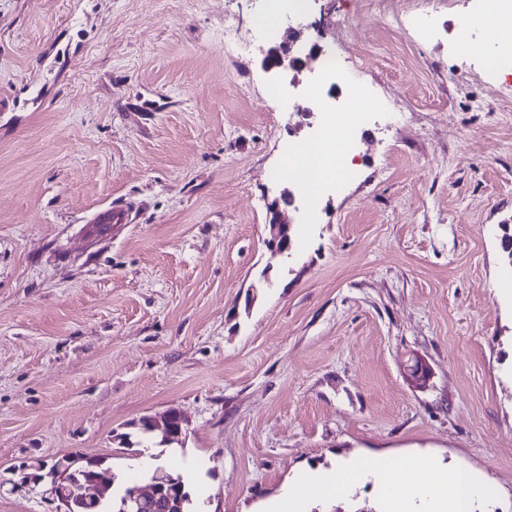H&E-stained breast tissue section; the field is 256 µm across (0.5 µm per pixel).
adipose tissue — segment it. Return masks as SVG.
<instances>
[{
	"label": "adipose tissue",
	"mask_w": 512,
	"mask_h": 512,
	"mask_svg": "<svg viewBox=\"0 0 512 512\" xmlns=\"http://www.w3.org/2000/svg\"><path fill=\"white\" fill-rule=\"evenodd\" d=\"M479 24L484 33L481 50L485 55L512 56V12L490 11ZM420 466L428 469L427 480L414 479L413 471ZM360 471L373 472L393 512H474L485 495L483 484L469 471L441 466L424 456L384 466L364 459L354 471L340 466L327 472L295 475L280 497L269 504L268 512H287L289 501L305 490L328 496L349 494Z\"/></svg>",
	"instance_id": "ef3b65f1"
}]
</instances>
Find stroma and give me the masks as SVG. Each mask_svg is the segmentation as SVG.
I'll list each match as a JSON object with an SVG mask.
<instances>
[{
    "label": "stroma",
    "instance_id": "1",
    "mask_svg": "<svg viewBox=\"0 0 512 512\" xmlns=\"http://www.w3.org/2000/svg\"><path fill=\"white\" fill-rule=\"evenodd\" d=\"M410 2L307 0L303 41L387 107L312 215L282 162L317 125L276 91L316 83L262 69L263 0H0V512H52L14 469L72 453L120 480L175 464L199 512H264L296 473L417 452L512 512V95H489L512 73L472 24L493 0ZM116 201L132 223L96 232ZM170 406L182 448L120 443ZM288 512L389 507L364 476ZM270 224H268L269 237L266 241L268 251L272 260H276L288 255L290 248L291 224L280 220L279 209L274 208Z\"/></svg>",
    "mask_w": 512,
    "mask_h": 512
}]
</instances>
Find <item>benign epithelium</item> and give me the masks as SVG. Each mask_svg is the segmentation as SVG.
Wrapping results in <instances>:
<instances>
[{
    "instance_id": "benign-epithelium-1",
    "label": "benign epithelium",
    "mask_w": 512,
    "mask_h": 512,
    "mask_svg": "<svg viewBox=\"0 0 512 512\" xmlns=\"http://www.w3.org/2000/svg\"><path fill=\"white\" fill-rule=\"evenodd\" d=\"M293 41L280 44L264 51L262 68L276 79L288 69H301L319 60L316 53H309L307 60L299 59L293 53V43L301 36V29H293ZM279 209L272 211L270 224H268L269 237L266 241L270 257L273 260L282 258L290 248L291 224L280 220ZM139 424L147 434H159L174 441H182L187 435V421L180 410L169 408L160 415H144ZM80 459L75 456H62L51 464L42 461H33L19 468L21 477L16 485L20 487L31 483L38 484L49 480V494L56 503L55 512H75L91 503H100L104 497L101 487L96 482L79 478L80 470L77 468ZM170 480V476L162 470L157 471L154 479L144 486L136 487L126 498L124 512H142L147 507L162 509L170 512L173 502H164L160 499V489Z\"/></svg>"
}]
</instances>
